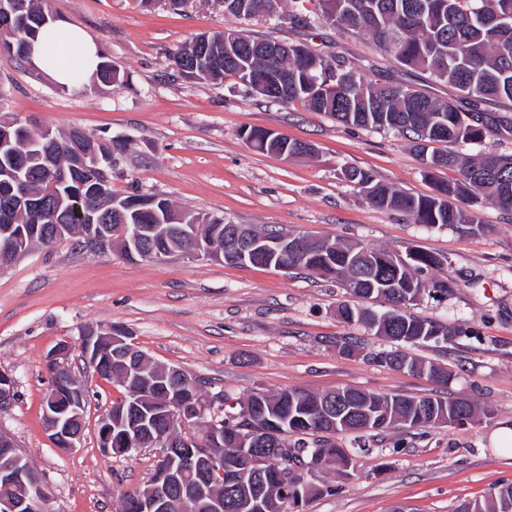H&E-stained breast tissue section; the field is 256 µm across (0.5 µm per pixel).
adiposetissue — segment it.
Here are the masks:
<instances>
[{
	"label": "adipose tissue",
	"mask_w": 512,
	"mask_h": 512,
	"mask_svg": "<svg viewBox=\"0 0 512 512\" xmlns=\"http://www.w3.org/2000/svg\"><path fill=\"white\" fill-rule=\"evenodd\" d=\"M99 54L97 43L84 30L68 21L53 19L34 41L31 61L53 82L68 86L74 77L95 74Z\"/></svg>",
	"instance_id": "1"
}]
</instances>
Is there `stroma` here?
Wrapping results in <instances>:
<instances>
[{"instance_id": "obj_1", "label": "stroma", "mask_w": 512, "mask_h": 512, "mask_svg": "<svg viewBox=\"0 0 512 512\" xmlns=\"http://www.w3.org/2000/svg\"><path fill=\"white\" fill-rule=\"evenodd\" d=\"M52 16L84 28L124 75L122 86L98 78L64 91L27 64L0 62V111L65 133L120 141L112 158V189L121 196L156 193L181 211L232 224L302 231L367 247H412L448 258V293L423 298L412 314L470 335L448 344L407 346L424 362L448 369V382L339 355L333 338L358 336L371 348L391 343L336 315L347 293L338 284L273 267L232 266L172 256L132 263L114 248L89 250L68 236L32 247L0 272V371L16 396L0 410V432L28 455L51 488L53 512H114L122 494L151 477L155 449L129 456L104 453L99 417L122 400L119 383L99 378L80 358L73 375L89 391L84 430L61 452L44 424L51 385L44 359L63 340L78 342L89 326L120 324L153 361L178 367L202 394L223 393L237 408L257 392L302 388L322 393L349 385L366 392L444 399L465 397L478 413L465 426L394 429L373 440L353 477L304 471L334 494L311 500L306 512H453L461 502L512 483V458L490 436L512 421V213L478 209V232L430 229L409 216L373 207L341 169L354 166L398 191L428 194L431 181L412 144L386 131L346 127L301 104L272 102L232 80L189 82L169 66L171 50L200 33L239 27L224 0H49ZM256 36L302 43L343 55L366 81L390 78L440 100L454 89L400 71L369 35L333 27L311 31L257 19ZM263 127L312 143L315 155L284 160L251 148L244 129ZM213 408L211 416H223Z\"/></svg>"}]
</instances>
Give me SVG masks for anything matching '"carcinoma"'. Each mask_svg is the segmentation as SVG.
Instances as JSON below:
<instances>
[{
  "label": "carcinoma",
  "mask_w": 512,
  "mask_h": 512,
  "mask_svg": "<svg viewBox=\"0 0 512 512\" xmlns=\"http://www.w3.org/2000/svg\"><path fill=\"white\" fill-rule=\"evenodd\" d=\"M30 26L0 22V40L18 47L34 42L51 16L41 0H25ZM315 10L278 13L279 0H247L248 10L226 9L248 22L268 17L295 28L309 30L319 24L345 27L371 36L380 53L391 57L405 72L428 73L435 83L459 91L458 98L439 100L398 82H369L357 77L352 62L343 55L326 59L304 50L284 56L267 51L269 38L252 35L246 28L211 35L198 41L191 52L177 49L169 56L172 70L185 80L222 82L234 72L252 77L268 88V98L302 104L323 112L343 125L394 131L413 143L425 162L426 177L433 192L401 193L376 180L366 170L351 167L350 181L361 187L366 199L379 209L410 216L431 228L456 224H478L474 209L492 205L512 212V155L482 154L463 157L452 150L456 144L478 145L497 127V116L483 105L512 107V27H484L483 16L512 12V0H315ZM97 75L106 84L123 83L121 70L102 57ZM247 143L268 154L283 150L288 136L263 128L244 132ZM10 155L0 153V183L13 180L18 172L39 195V210H16L6 195L0 196V224H110L112 202L135 199L139 194L119 196L112 191V178L95 187L71 166L69 146H54V172L48 178L39 162L17 169L14 160L32 154L31 132L12 139ZM458 171L460 178L441 181V169ZM224 252L238 253L250 240L279 241L275 249L247 259V264L297 271L330 279L350 295L340 303L341 319L361 323L393 342L427 345L447 343L455 335L467 336L468 328L450 329L407 312L425 293L448 294V282L429 283L431 272H444L448 259L408 248L401 255L385 249L367 248L341 239H316L301 232L278 229L261 232L244 224H223ZM378 298L389 304L382 313L369 302ZM336 349L346 356L384 363L430 380H448V371L411 357L399 350L368 351L355 337L336 340ZM443 411L476 416L475 405L463 398L408 397L370 393L351 386L327 393L288 389L250 395L238 415H224V437L212 443L213 453L224 457V512H240L242 493L231 486V452L244 445L265 449L270 463L258 474V490L274 492L288 480L298 486L302 461L354 475L357 457L370 451L373 433L398 426L407 429L438 426ZM130 401L112 405V421L129 422ZM353 435V444L336 443L338 434ZM294 438L293 447L285 445ZM454 512H512V484L493 489L488 495L459 504Z\"/></svg>",
  "instance_id": "carcinoma-1"
}]
</instances>
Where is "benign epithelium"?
I'll return each instance as SVG.
<instances>
[{
  "instance_id": "7a95c632",
  "label": "benign epithelium",
  "mask_w": 512,
  "mask_h": 512,
  "mask_svg": "<svg viewBox=\"0 0 512 512\" xmlns=\"http://www.w3.org/2000/svg\"><path fill=\"white\" fill-rule=\"evenodd\" d=\"M103 149L82 158L83 166L93 172L105 173V167L112 162V142L101 143ZM137 201L114 208L119 223L89 224L81 233L84 242L92 248H107L112 244L120 245L122 256L127 260L136 261L140 258L162 259L169 256L167 252L154 249L146 250V233H164L165 225L154 224L148 229L142 224L127 223V213L132 211ZM188 229L187 235L192 245L181 251L191 258H207L224 261V250L213 241L215 231L209 228V220L197 215L189 222L185 217L178 218ZM45 235L43 226L39 224H1L0 225V271L8 268L19 256L30 250L39 236ZM108 341L116 348V353L130 361V368H140L143 358L131 343V333L123 326L105 325L86 328L81 333L78 345L63 341L45 356V365L58 369L68 368L70 356L79 350L87 364L97 366L98 362L106 361L103 356L101 342ZM87 386L75 379L70 387L60 388L51 385L45 402L46 430L50 433L55 446L60 450L75 447L83 430V415L86 408ZM15 397V380L0 371V410L8 407ZM224 404V395L211 397H186L182 392L169 402L170 414L166 426L162 429H150L146 425L132 424L120 434L124 447L112 449V410H107L98 420V442L105 453L115 452L127 455L138 451V447L148 443L157 448L158 461L155 479L151 480L146 489L133 495L137 512H193L197 496L203 495L210 499L212 512L224 510V484L217 483L209 475H204L195 489L180 492L179 497L172 496L171 488L174 477L186 471L194 464L208 460L211 469L224 473V462L213 457L210 449L197 441L180 447L175 438L186 433V430L200 423L214 435H219L224 428L223 421L213 418L206 420V411L212 405ZM0 485L9 493L0 497V512H52V494L38 471L28 458L19 451L14 441L0 433Z\"/></svg>"
}]
</instances>
